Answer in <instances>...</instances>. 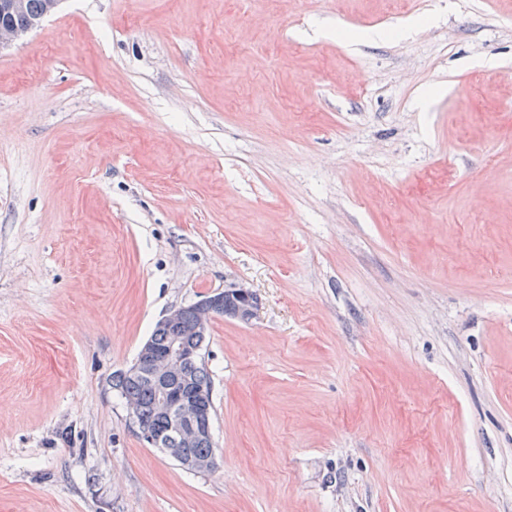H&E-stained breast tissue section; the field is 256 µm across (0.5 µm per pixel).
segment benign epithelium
<instances>
[{"mask_svg":"<svg viewBox=\"0 0 512 512\" xmlns=\"http://www.w3.org/2000/svg\"><path fill=\"white\" fill-rule=\"evenodd\" d=\"M35 27L34 23L22 26L1 25L0 48L23 40ZM227 295L237 300L229 314L246 323L255 318L258 310L256 295L243 285H234L193 304L195 323L191 330L192 334L205 335L216 311L224 308V297ZM183 316L184 308L182 307L169 310L160 320V326L167 328L171 333L168 348L160 352L151 345V342H145L132 368V371L147 374L153 380L158 393L159 411L169 421L167 434H154L143 429L135 416V403L129 400L126 406L139 434L151 447L176 456L182 466L188 470L210 471L216 465V458L183 457L179 455L178 449L167 447L172 438L186 444L200 440H213L212 415L209 408L203 407L194 398L186 396L183 391H175V387L184 386L185 365L204 359L201 347L187 343L186 332L183 330Z\"/></svg>","mask_w":512,"mask_h":512,"instance_id":"benign-epithelium-1","label":"benign epithelium"}]
</instances>
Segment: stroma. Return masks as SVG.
I'll use <instances>...</instances> for the list:
<instances>
[{
	"mask_svg": "<svg viewBox=\"0 0 512 512\" xmlns=\"http://www.w3.org/2000/svg\"><path fill=\"white\" fill-rule=\"evenodd\" d=\"M237 284L188 471L112 377ZM0 512H512V0H62L0 50Z\"/></svg>",
	"mask_w": 512,
	"mask_h": 512,
	"instance_id": "obj_1",
	"label": "stroma"
}]
</instances>
